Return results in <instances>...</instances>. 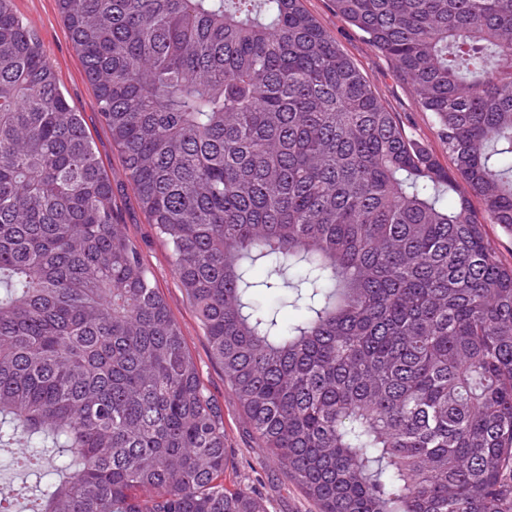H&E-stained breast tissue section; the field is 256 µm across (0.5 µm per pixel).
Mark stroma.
<instances>
[{
	"mask_svg": "<svg viewBox=\"0 0 512 512\" xmlns=\"http://www.w3.org/2000/svg\"><path fill=\"white\" fill-rule=\"evenodd\" d=\"M14 3L38 33L43 50L68 98L83 112L95 151L112 179L120 220L139 246L154 283L179 325L207 392L224 413L227 484L255 492L265 502L268 512H317L315 502L303 488L267 457L258 435L225 383L224 372L211 354L193 303L171 271L167 250L135 200L122 156L112 144L111 131L97 117L95 89L84 74L56 0H14ZM302 5L367 77L386 109L399 113L407 131L424 143L444 167H451L452 162L429 113L415 105L409 87L399 77L394 64L379 53L360 31L336 15L332 0H302Z\"/></svg>",
	"mask_w": 512,
	"mask_h": 512,
	"instance_id": "stroma-1",
	"label": "stroma"
}]
</instances>
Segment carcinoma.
Instances as JSON below:
<instances>
[{
    "label": "carcinoma",
    "instance_id": "1",
    "mask_svg": "<svg viewBox=\"0 0 512 512\" xmlns=\"http://www.w3.org/2000/svg\"><path fill=\"white\" fill-rule=\"evenodd\" d=\"M333 2L453 169L301 0H57L267 456L319 512H512V265L485 232H512V0ZM19 444L24 512H267L224 484V416L83 113L0 0V448ZM302 5L367 77L386 109L398 112L407 131L424 143L444 167L451 169L452 161L437 135L430 114L415 105L409 87L399 77L394 64L379 53L360 31L336 15L332 0H302Z\"/></svg>",
    "mask_w": 512,
    "mask_h": 512
}]
</instances>
